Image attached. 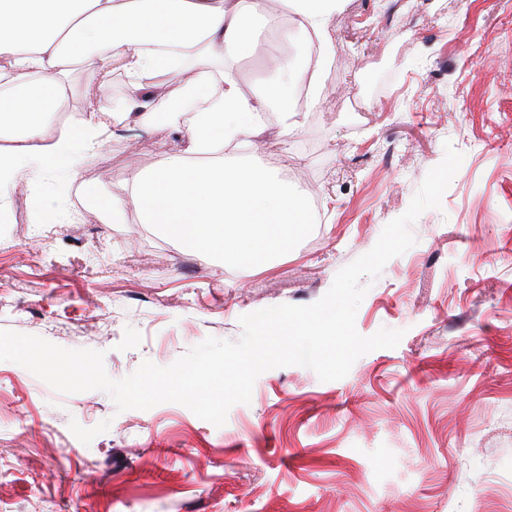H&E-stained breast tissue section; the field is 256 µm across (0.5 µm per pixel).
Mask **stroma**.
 Returning a JSON list of instances; mask_svg holds the SVG:
<instances>
[{"mask_svg":"<svg viewBox=\"0 0 512 512\" xmlns=\"http://www.w3.org/2000/svg\"><path fill=\"white\" fill-rule=\"evenodd\" d=\"M326 28L320 107L284 142L270 106L237 151L306 192L313 222L288 255L225 268L132 200L107 219L98 198L186 143L182 122L131 119L71 172L30 168L0 196V329L103 351L114 379L238 340L241 315L319 300L448 140L464 159L440 209L356 314L361 335L403 330L399 345L337 381L269 370L220 427L172 402L119 413L104 392L62 395L0 362V512H512V0H347ZM249 42L233 67L246 94L276 82L273 58L307 63L289 17ZM96 81L92 61L74 68L57 127L84 117Z\"/></svg>","mask_w":512,"mask_h":512,"instance_id":"obj_1","label":"stroma"}]
</instances>
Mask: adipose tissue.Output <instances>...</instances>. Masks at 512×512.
Wrapping results in <instances>:
<instances>
[{
    "instance_id": "1",
    "label": "adipose tissue",
    "mask_w": 512,
    "mask_h": 512,
    "mask_svg": "<svg viewBox=\"0 0 512 512\" xmlns=\"http://www.w3.org/2000/svg\"><path fill=\"white\" fill-rule=\"evenodd\" d=\"M296 27L322 45L318 69L336 55L326 19L344 0H276ZM257 18L254 0H0V187L30 165L71 169L76 155H93L102 135L136 116L160 119L150 103L173 84L204 99L186 118L183 153L164 157L152 172L102 200L120 217L132 198L147 224L207 259L242 268L267 267L286 255L313 221L302 193L256 159H230L225 148L263 131V114L277 105L280 137L305 119L292 105L301 70L282 59L281 77L266 93L245 94L223 59L245 49ZM93 57L100 85L88 89L94 106L80 124L48 136L65 106L72 66ZM131 80L122 99L103 96L114 59Z\"/></svg>"
}]
</instances>
